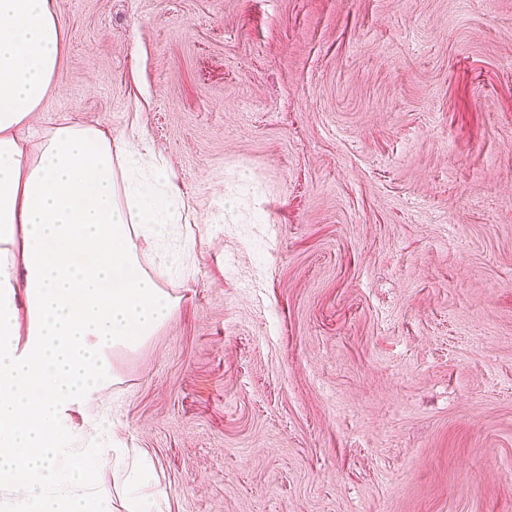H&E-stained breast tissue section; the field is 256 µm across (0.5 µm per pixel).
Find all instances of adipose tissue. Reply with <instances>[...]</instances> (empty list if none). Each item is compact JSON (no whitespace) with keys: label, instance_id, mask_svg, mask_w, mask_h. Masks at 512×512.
<instances>
[{"label":"adipose tissue","instance_id":"adipose-tissue-1","mask_svg":"<svg viewBox=\"0 0 512 512\" xmlns=\"http://www.w3.org/2000/svg\"><path fill=\"white\" fill-rule=\"evenodd\" d=\"M62 43L51 0H0V512H112L109 464L126 512H161L150 453L77 445L73 416L102 428L112 352L174 312V259L142 263L136 240L177 223L176 188L137 131L61 123L27 148Z\"/></svg>","mask_w":512,"mask_h":512}]
</instances>
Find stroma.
Returning <instances> with one entry per match:
<instances>
[{
	"label": "stroma",
	"mask_w": 512,
	"mask_h": 512,
	"mask_svg": "<svg viewBox=\"0 0 512 512\" xmlns=\"http://www.w3.org/2000/svg\"><path fill=\"white\" fill-rule=\"evenodd\" d=\"M27 131L140 128L177 301L95 446L170 512H512V0H53Z\"/></svg>",
	"instance_id": "35a3bbf8"
}]
</instances>
